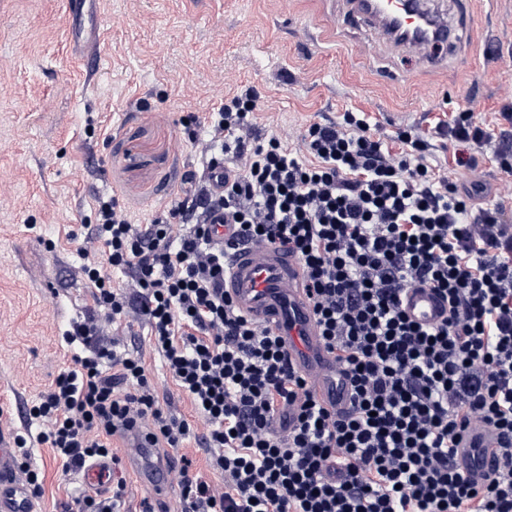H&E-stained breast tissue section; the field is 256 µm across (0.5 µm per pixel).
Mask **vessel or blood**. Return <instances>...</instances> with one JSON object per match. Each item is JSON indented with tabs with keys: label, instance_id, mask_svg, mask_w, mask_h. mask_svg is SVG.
Wrapping results in <instances>:
<instances>
[{
	"label": "vessel or blood",
	"instance_id": "1",
	"mask_svg": "<svg viewBox=\"0 0 512 512\" xmlns=\"http://www.w3.org/2000/svg\"><path fill=\"white\" fill-rule=\"evenodd\" d=\"M346 19L359 20L398 52L417 48L416 60L427 64L446 56L463 42L472 26V4L459 5L462 19L449 18L434 0H346ZM214 242L224 245V291L239 312L280 336L288 359L308 382L324 408L339 415L350 411L354 396L336 354L320 335L312 304L304 289L300 262L263 243L236 244V225L216 215ZM402 308L409 320L434 326L449 315L447 298L426 284L408 288ZM124 452L129 466L153 491L169 492L172 468L159 466L155 452L139 431L129 434ZM501 437L487 424L461 432L457 449L460 468L472 481L483 482L496 471L495 450ZM114 463L105 457L82 470L80 482L89 489L112 486ZM35 497L18 475L11 449L0 448V512H36Z\"/></svg>",
	"mask_w": 512,
	"mask_h": 512
}]
</instances>
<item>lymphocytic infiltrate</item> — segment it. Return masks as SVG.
Returning <instances> with one entry per match:
<instances>
[{
    "label": "lymphocytic infiltrate",
    "mask_w": 512,
    "mask_h": 512,
    "mask_svg": "<svg viewBox=\"0 0 512 512\" xmlns=\"http://www.w3.org/2000/svg\"><path fill=\"white\" fill-rule=\"evenodd\" d=\"M253 91L225 100L210 144L242 161L222 190L201 187L150 224L99 206L80 267L95 310L72 324L84 348L25 409L38 433L17 432L19 475L40 491L31 446L52 448L63 471L112 452L140 426L158 448H203L216 488L183 459L181 512H512V213L476 206L480 185L436 174L429 136L400 130V151L364 112L311 124L299 150L254 140ZM458 166L512 142L459 112L438 127ZM239 239L285 249L303 265L323 340L355 392L344 418L327 411L288 362L280 337L240 314L224 293V251L212 213ZM126 278L114 286L103 266ZM423 282L443 293L445 322L410 321L401 297ZM137 316L150 348L193 402L196 421L159 406L138 347L110 339ZM502 435L497 472L477 486L454 464L460 431Z\"/></svg>",
    "instance_id": "obj_1"
}]
</instances>
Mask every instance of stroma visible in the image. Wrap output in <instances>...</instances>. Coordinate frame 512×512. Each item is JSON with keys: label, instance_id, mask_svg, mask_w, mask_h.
<instances>
[{"label": "stroma", "instance_id": "35a3bbf8", "mask_svg": "<svg viewBox=\"0 0 512 512\" xmlns=\"http://www.w3.org/2000/svg\"><path fill=\"white\" fill-rule=\"evenodd\" d=\"M67 0H0V438L13 443L27 402L73 367L65 333L92 312L78 272L83 227L100 203L134 224L151 223L193 194L201 138L225 99L258 97L254 135L299 147L312 123L366 113L371 130H433L455 112L480 120L512 106V0L484 4L476 36L448 65L388 54L363 23L341 20V0H100L104 53L93 76L71 59ZM437 174L482 184L481 205L512 209V171L482 150L457 166L434 138ZM139 337L161 407L195 420L194 406L146 340L142 320L114 324ZM43 512H70L78 471L62 472L35 446Z\"/></svg>", "mask_w": 512, "mask_h": 512}]
</instances>
